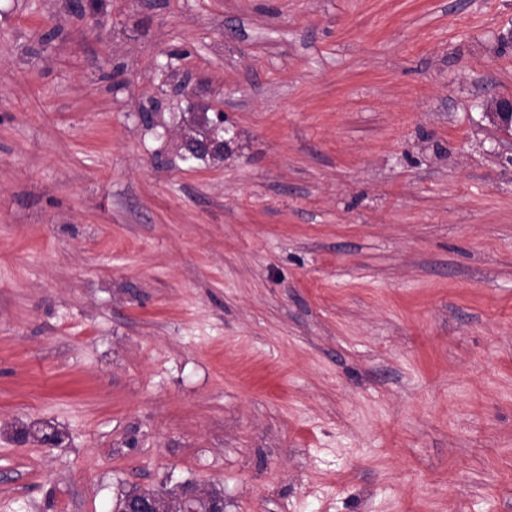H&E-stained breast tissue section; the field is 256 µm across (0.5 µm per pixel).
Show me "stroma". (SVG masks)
I'll list each match as a JSON object with an SVG mask.
<instances>
[{
	"instance_id": "1",
	"label": "stroma",
	"mask_w": 512,
	"mask_h": 512,
	"mask_svg": "<svg viewBox=\"0 0 512 512\" xmlns=\"http://www.w3.org/2000/svg\"><path fill=\"white\" fill-rule=\"evenodd\" d=\"M512 0H0V512H512ZM57 30L42 43L41 36ZM222 157L180 160L187 103ZM49 420L60 446L8 440ZM487 116L497 127L512 129V97H498L489 102ZM177 499L173 505H168L166 508L161 509L160 498H147V496L156 493L157 490H145L132 488L124 492L118 498L116 508L123 507L124 502L131 497L124 508L119 509V512H195V502L203 500L206 496L201 495L200 490L191 484H184L178 487Z\"/></svg>"
}]
</instances>
